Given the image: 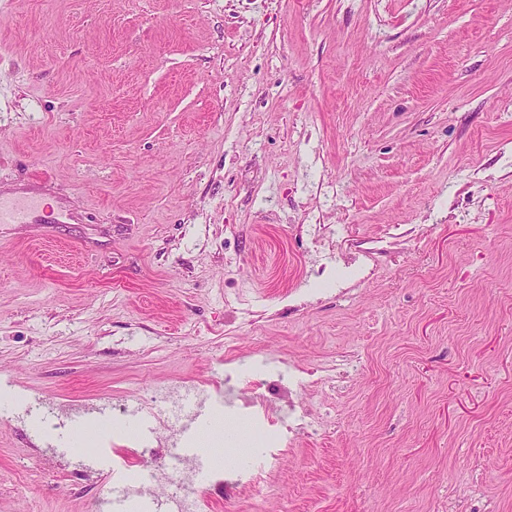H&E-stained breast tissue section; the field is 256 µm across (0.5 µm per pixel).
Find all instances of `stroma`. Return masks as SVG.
<instances>
[{
	"mask_svg": "<svg viewBox=\"0 0 512 512\" xmlns=\"http://www.w3.org/2000/svg\"><path fill=\"white\" fill-rule=\"evenodd\" d=\"M0 512H87L63 454L151 392L257 396L269 492L207 512H512V0H0ZM260 380L249 392L242 375ZM36 206L31 202H23L6 206L0 202L1 224H45L39 223L33 216ZM252 419L257 421L255 428V436L259 443L266 449L280 448L286 440L284 431L277 426L274 421L262 418L258 414H248Z\"/></svg>",
	"mask_w": 512,
	"mask_h": 512,
	"instance_id": "obj_1",
	"label": "stroma"
}]
</instances>
